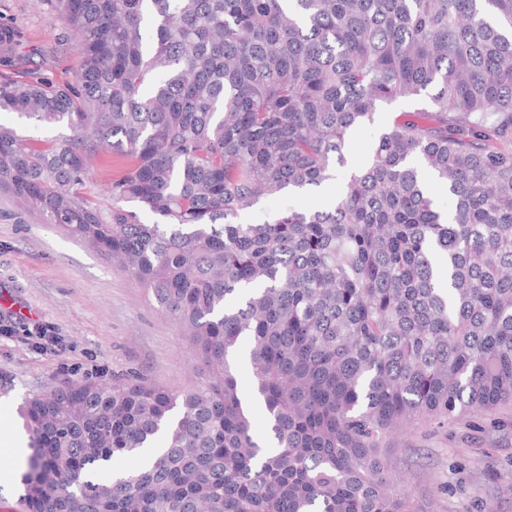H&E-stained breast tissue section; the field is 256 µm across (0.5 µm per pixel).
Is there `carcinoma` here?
<instances>
[{
	"instance_id": "cac0c4a2",
	"label": "carcinoma",
	"mask_w": 512,
	"mask_h": 512,
	"mask_svg": "<svg viewBox=\"0 0 512 512\" xmlns=\"http://www.w3.org/2000/svg\"><path fill=\"white\" fill-rule=\"evenodd\" d=\"M49 2L80 70L0 80V112L70 135L0 124V191L118 262L204 376L28 398L26 512H405L387 438L512 408V0ZM20 40L0 25V53ZM399 99L428 108L384 127L327 207L239 221L335 178ZM103 154L122 167L107 212L87 188ZM116 456L133 464L115 477ZM427 107L425 103L407 101H396L390 105L381 106L375 114L374 123L365 125L351 136L346 150L349 165L364 160L370 154L378 131L390 123L398 112ZM0 123L13 126L19 133L31 139L36 145L58 136L70 134L66 126H46L34 120L21 118L12 112H0Z\"/></svg>"
}]
</instances>
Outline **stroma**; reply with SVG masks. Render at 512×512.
Segmentation results:
<instances>
[{
  "label": "stroma",
  "instance_id": "35a3bbf8",
  "mask_svg": "<svg viewBox=\"0 0 512 512\" xmlns=\"http://www.w3.org/2000/svg\"><path fill=\"white\" fill-rule=\"evenodd\" d=\"M0 23L21 34L0 77L75 79L80 46L50 6L0 0ZM415 108L407 101L381 106L373 124L351 136L349 162L364 160L379 130ZM338 187L330 180L306 195L264 199L245 219L268 221L288 206L319 209ZM201 368L177 323L134 280L0 192V437L23 436L25 400L64 382L132 373L180 391ZM387 453L414 512H512V495L503 491L512 483L510 410L444 428L417 423L388 440Z\"/></svg>",
  "mask_w": 512,
  "mask_h": 512
}]
</instances>
